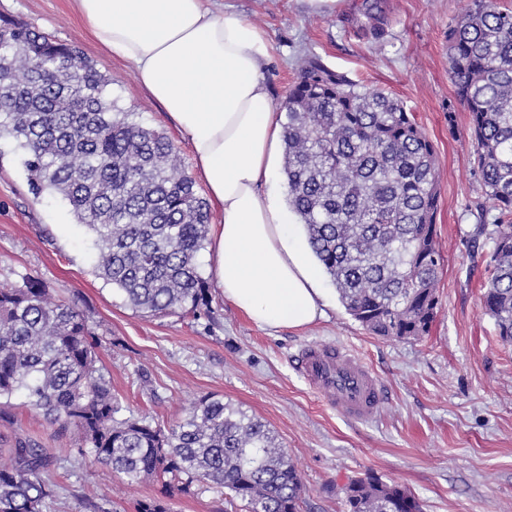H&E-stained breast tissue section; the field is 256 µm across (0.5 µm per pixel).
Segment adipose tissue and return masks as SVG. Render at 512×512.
Here are the masks:
<instances>
[{
    "mask_svg": "<svg viewBox=\"0 0 512 512\" xmlns=\"http://www.w3.org/2000/svg\"><path fill=\"white\" fill-rule=\"evenodd\" d=\"M95 41L136 70L189 143L221 212L210 258L225 300L262 327L298 329L327 306L322 271L270 180L283 118L266 83L269 42L204 0H75Z\"/></svg>",
    "mask_w": 512,
    "mask_h": 512,
    "instance_id": "1",
    "label": "adipose tissue"
}]
</instances>
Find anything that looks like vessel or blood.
<instances>
[{
  "label": "vessel or blood",
  "instance_id": "vessel-or-blood-1",
  "mask_svg": "<svg viewBox=\"0 0 512 512\" xmlns=\"http://www.w3.org/2000/svg\"><path fill=\"white\" fill-rule=\"evenodd\" d=\"M294 364L325 403L347 419L366 424L375 421L389 397L379 375L343 346L306 345L298 351Z\"/></svg>",
  "mask_w": 512,
  "mask_h": 512
}]
</instances>
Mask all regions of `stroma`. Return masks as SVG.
Here are the masks:
<instances>
[{
  "instance_id": "obj_1",
  "label": "stroma",
  "mask_w": 512,
  "mask_h": 512,
  "mask_svg": "<svg viewBox=\"0 0 512 512\" xmlns=\"http://www.w3.org/2000/svg\"><path fill=\"white\" fill-rule=\"evenodd\" d=\"M213 12L237 14L271 45L265 77L281 103L302 57L315 55L369 89L399 98L434 143L439 167L437 238L444 267L437 312L422 340H392L364 330L341 304L330 279L323 319L299 330L255 324L224 300L208 250L196 258L210 304L197 316L144 317L94 272L93 237L70 205L34 195L22 152L0 140V284L41 280L80 310L102 338L99 356L112 392L127 411L167 426L202 396L214 395L263 419L297 463L301 512H346L350 480L377 476L405 486L424 512H512V345L502 344L483 311L488 245L469 235L486 200L478 183L469 115L448 73V30L469 0H379L384 34L364 31L368 0H336L316 11L307 0H209ZM0 16L72 44L112 81V98L144 125L164 130L193 171L191 149L128 62L109 56L83 30L72 0H0ZM308 343H339L389 386L371 424L326 407L292 360ZM0 420V447L32 439L47 448L59 496L51 512H136L139 501L166 498L170 512H241L239 501L210 484L165 495L162 484H127L110 467L73 461L74 435L12 398Z\"/></svg>"
}]
</instances>
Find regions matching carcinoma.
<instances>
[{"instance_id":"1","label":"carcinoma","mask_w":512,"mask_h":512,"mask_svg":"<svg viewBox=\"0 0 512 512\" xmlns=\"http://www.w3.org/2000/svg\"><path fill=\"white\" fill-rule=\"evenodd\" d=\"M449 74L469 112L482 192L495 211L472 240L491 243L483 308L512 345V10L470 0L448 32ZM110 79L67 43L0 21V139L24 153L34 194L67 200L93 235L95 273L133 310L197 313L208 305L195 258L211 212L162 130L117 109ZM280 111L288 208L345 310L390 339L429 335L443 262L435 232L433 143L404 104L306 56ZM85 315L36 280L0 285L1 400L16 395L89 457L130 484L183 492L211 483L246 512H300L296 462L260 419L213 396L164 427L122 414ZM53 457L31 440L0 464V512H48ZM348 512H423L410 490L375 476L344 488Z\"/></svg>"}]
</instances>
